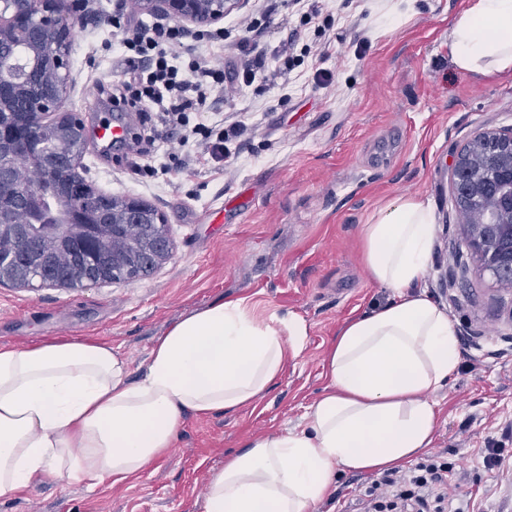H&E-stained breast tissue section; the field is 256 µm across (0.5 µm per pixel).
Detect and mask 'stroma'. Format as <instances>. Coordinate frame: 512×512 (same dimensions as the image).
I'll list each match as a JSON object with an SVG mask.
<instances>
[{
  "label": "stroma",
  "instance_id": "obj_1",
  "mask_svg": "<svg viewBox=\"0 0 512 512\" xmlns=\"http://www.w3.org/2000/svg\"><path fill=\"white\" fill-rule=\"evenodd\" d=\"M307 19L293 0L267 11L259 40L287 50L269 93L245 89L215 99L208 113L253 125L232 141L225 163L143 178L96 142L83 159L102 190L162 211L173 253L149 277L84 288L0 285V345L60 338L112 345L139 379L156 339L182 316L214 301L246 299L253 315L291 314L307 328L298 355L276 384L233 412L186 417L175 448L122 484L88 487L49 477L0 496V512H203L210 477L253 438L303 425L328 384L326 356L339 328L392 292L362 264L360 231L401 196L431 201L434 243L420 285L454 323L455 373L436 396L439 418L428 455L450 466L448 496L467 494L474 512H512V288L480 276L457 227L449 170L456 149L476 135L512 128V72L455 69L448 34L471 0H316ZM113 0L79 15L67 105L95 128L114 113L95 82L123 79L110 50ZM330 73L319 85L316 72ZM286 106H278L280 97ZM252 197L246 213L228 207ZM223 207L224 220H204ZM501 464L480 463L488 445ZM371 472L340 474L316 512H363Z\"/></svg>",
  "mask_w": 512,
  "mask_h": 512
}]
</instances>
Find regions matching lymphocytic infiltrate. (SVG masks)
<instances>
[{"label": "lymphocytic infiltrate", "mask_w": 512, "mask_h": 512, "mask_svg": "<svg viewBox=\"0 0 512 512\" xmlns=\"http://www.w3.org/2000/svg\"><path fill=\"white\" fill-rule=\"evenodd\" d=\"M263 16L242 18L236 27V49L243 57L236 76L224 73V28L189 32L179 24H147L137 20L133 7L112 17L113 43L123 49L128 76L112 87V102L139 113L153 134L134 136L132 154L150 156L163 142L171 168L188 170L197 164L227 159L230 141L240 138L246 125L224 126L204 118L215 95H237L243 88L268 79V58L258 52L256 39ZM448 465L434 459L395 470L373 480L363 498L371 512H465L449 510L446 486Z\"/></svg>", "instance_id": "lymphocytic-infiltrate-1"}]
</instances>
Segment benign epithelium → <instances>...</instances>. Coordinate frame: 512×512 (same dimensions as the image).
<instances>
[{
    "mask_svg": "<svg viewBox=\"0 0 512 512\" xmlns=\"http://www.w3.org/2000/svg\"><path fill=\"white\" fill-rule=\"evenodd\" d=\"M238 0H139L140 10L186 27H205L224 19ZM74 28L64 0H0V239L22 244L0 252V280L20 288H82L88 284L140 279L170 258L165 218L155 207L127 197L115 204L82 175L86 125L66 106L71 83L70 46ZM19 159L52 176L69 169L76 192L57 199L44 214L42 192L15 177ZM450 181L460 232L480 274L500 288H512V129L488 131L453 155ZM54 223L65 237H95L97 224L112 225L119 236L139 227L137 245L112 250L107 261L93 253L77 257L62 280L50 277L54 250L26 248L27 224Z\"/></svg>",
    "mask_w": 512,
    "mask_h": 512,
    "instance_id": "obj_1",
    "label": "benign epithelium"
}]
</instances>
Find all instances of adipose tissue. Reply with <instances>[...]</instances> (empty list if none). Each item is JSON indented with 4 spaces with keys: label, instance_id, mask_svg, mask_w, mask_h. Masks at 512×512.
<instances>
[{
    "label": "adipose tissue",
    "instance_id": "ef3b65f1",
    "mask_svg": "<svg viewBox=\"0 0 512 512\" xmlns=\"http://www.w3.org/2000/svg\"><path fill=\"white\" fill-rule=\"evenodd\" d=\"M449 38L459 71L512 70V0H475ZM433 224L427 200L400 197L363 225L365 269L393 299L340 330L326 360L329 384L305 425L226 459L204 512H313L339 472L400 468L430 447L435 396L459 360L446 309L418 287ZM305 336L294 316L260 322L244 300L217 301L159 337L135 382L101 342L0 346V496L57 475L124 482L174 447L186 415L232 411L266 392Z\"/></svg>",
    "mask_w": 512,
    "mask_h": 512
}]
</instances>
